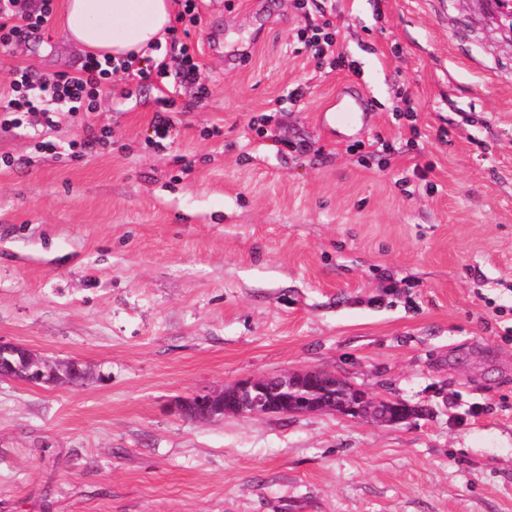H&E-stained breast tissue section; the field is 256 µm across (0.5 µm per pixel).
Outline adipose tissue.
I'll use <instances>...</instances> for the list:
<instances>
[{
	"label": "adipose tissue",
	"mask_w": 512,
	"mask_h": 512,
	"mask_svg": "<svg viewBox=\"0 0 512 512\" xmlns=\"http://www.w3.org/2000/svg\"><path fill=\"white\" fill-rule=\"evenodd\" d=\"M174 0H65L63 28L86 55L132 62L163 43Z\"/></svg>",
	"instance_id": "obj_1"
}]
</instances>
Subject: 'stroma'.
Masks as SVG:
<instances>
[{
    "instance_id": "stroma-1",
    "label": "stroma",
    "mask_w": 512,
    "mask_h": 512,
    "mask_svg": "<svg viewBox=\"0 0 512 512\" xmlns=\"http://www.w3.org/2000/svg\"><path fill=\"white\" fill-rule=\"evenodd\" d=\"M63 4L0 47V91L79 74ZM309 11L358 73L296 41L294 0H201L206 98L125 75L48 127L0 108V340L92 372L0 377V512H512V41L480 0ZM349 83L376 107L339 137L317 114ZM308 368L425 413L175 410ZM158 104L159 109L156 110L153 117V133L157 138L164 139L169 135L173 127L170 114L172 113L171 109L175 105V102L169 98L162 97L158 100ZM373 401L378 410H386L384 415H381L380 411H375L373 417H367L374 422L380 425L395 426L410 420L406 415V408L410 406L408 403L404 405L402 400L394 398H376Z\"/></svg>"
}]
</instances>
